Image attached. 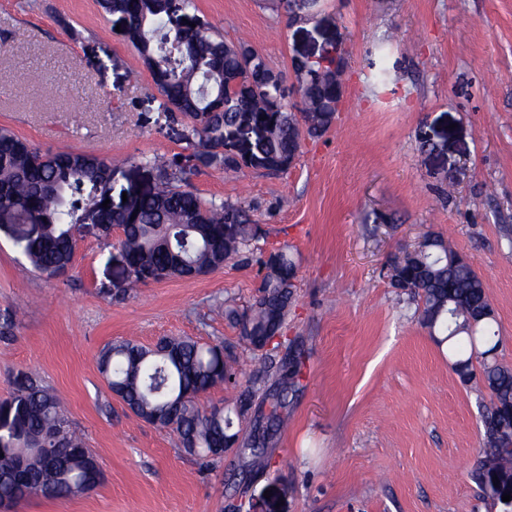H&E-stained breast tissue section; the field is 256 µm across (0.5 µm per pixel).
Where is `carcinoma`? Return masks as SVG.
Listing matches in <instances>:
<instances>
[{
	"mask_svg": "<svg viewBox=\"0 0 512 512\" xmlns=\"http://www.w3.org/2000/svg\"><path fill=\"white\" fill-rule=\"evenodd\" d=\"M108 14L126 22V37L137 49L153 81L171 106L191 123L200 155L226 171L240 168L224 156V133L249 113L270 124L255 152L271 159L297 154L302 136L317 137L336 119V85L343 70L326 56L294 69L303 109L295 113L284 103L281 74L245 42L229 44L197 22L180 20L193 0H100ZM159 183L147 193L132 195L131 210L103 206L112 198V165L100 157L75 151L41 153L11 130L0 128V207L30 213L41 224L34 237H19L15 245L39 274L56 277L73 264L79 224L101 225L105 234L122 231L119 246L132 271L130 287L148 281L187 278L178 258L195 272H211L240 256L256 237L247 210L240 203L206 202L180 186L186 171L177 162L157 166ZM136 223H131V220ZM240 225V237L224 240V224ZM259 296L242 313L228 315L240 329V339L252 350L253 337L282 330L295 284L294 261L284 251L264 262ZM391 282L422 301L423 323L455 340L457 364L469 367L477 343L491 353L499 346L493 327L494 310L477 272L455 259L451 245L434 233L420 249L391 267ZM108 386L121 392L132 413L165 426L173 423L179 447L210 448L201 455L207 467L221 458L214 450L224 438V409L207 410L196 399L222 382L236 380L234 366L224 361L221 346H203L189 337H169L158 348L131 341L110 344L97 358ZM297 363L283 366L271 409L253 438L241 449L263 467V448L283 424L278 408L296 386ZM481 375L489 401L481 402L482 450L472 478L484 500L501 510L508 486L496 483L512 472V367L484 361ZM10 397L0 401V506L26 496L69 498L84 492L81 484L101 473L92 453L63 413L60 400L31 372ZM55 448L68 470L65 482L45 481L39 449Z\"/></svg>",
	"mask_w": 512,
	"mask_h": 512,
	"instance_id": "1",
	"label": "carcinoma"
}]
</instances>
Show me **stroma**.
I'll return each mask as SVG.
<instances>
[{"instance_id":"35a3bbf8","label":"stroma","mask_w":512,"mask_h":512,"mask_svg":"<svg viewBox=\"0 0 512 512\" xmlns=\"http://www.w3.org/2000/svg\"><path fill=\"white\" fill-rule=\"evenodd\" d=\"M187 21L246 41L284 77L293 61L340 49L344 97L334 124L304 138L294 164L227 171L197 156L172 119L122 18L98 0H0V127L40 151L118 165L112 204L157 182L147 158L180 161L204 200L244 203L258 238L244 262L195 279L129 288L120 229L81 226L73 266L48 279L16 250L26 224H0V400L36 370L96 457L103 481L64 499H21L12 512H491L470 478L482 437L475 383L449 344L392 287L390 268L428 233L451 239L495 310L497 361L512 367V0H319L291 14L266 0H194ZM385 69L389 86L370 75ZM298 273L278 347L248 349L225 309L253 303L271 253ZM165 336L220 344L238 384L200 405L234 409L255 433L281 365L301 373L285 423L251 470L237 449L208 469L171 429L135 417L97 365L116 341Z\"/></svg>"}]
</instances>
